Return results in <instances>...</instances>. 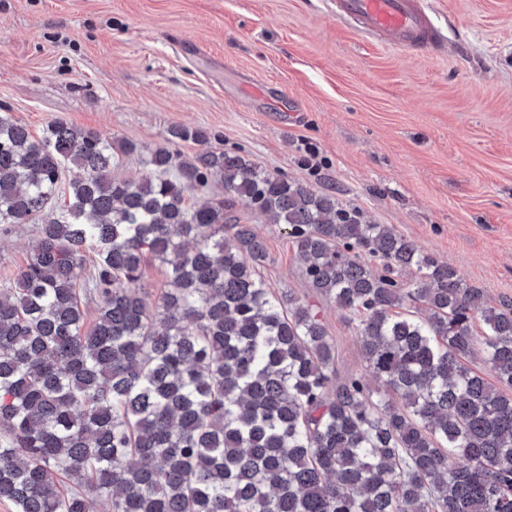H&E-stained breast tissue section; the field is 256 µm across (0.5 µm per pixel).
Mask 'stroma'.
Wrapping results in <instances>:
<instances>
[{"mask_svg": "<svg viewBox=\"0 0 512 512\" xmlns=\"http://www.w3.org/2000/svg\"><path fill=\"white\" fill-rule=\"evenodd\" d=\"M446 37L408 54L364 39L326 0H0V115L41 136L62 119L140 155L169 130L335 194L512 300V0H427ZM314 146L319 167L306 161ZM273 293L315 305L338 376L368 371L351 325L312 293L284 230L245 200ZM33 224L0 225V287L26 266Z\"/></svg>", "mask_w": 512, "mask_h": 512, "instance_id": "stroma-1", "label": "stroma"}]
</instances>
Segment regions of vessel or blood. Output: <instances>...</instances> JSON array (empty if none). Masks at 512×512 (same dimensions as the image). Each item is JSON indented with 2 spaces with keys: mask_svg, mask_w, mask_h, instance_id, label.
<instances>
[{
  "mask_svg": "<svg viewBox=\"0 0 512 512\" xmlns=\"http://www.w3.org/2000/svg\"><path fill=\"white\" fill-rule=\"evenodd\" d=\"M339 20L392 47L420 52L436 48L439 31L423 0H335Z\"/></svg>",
  "mask_w": 512,
  "mask_h": 512,
  "instance_id": "vessel-or-blood-1",
  "label": "vessel or blood"
}]
</instances>
